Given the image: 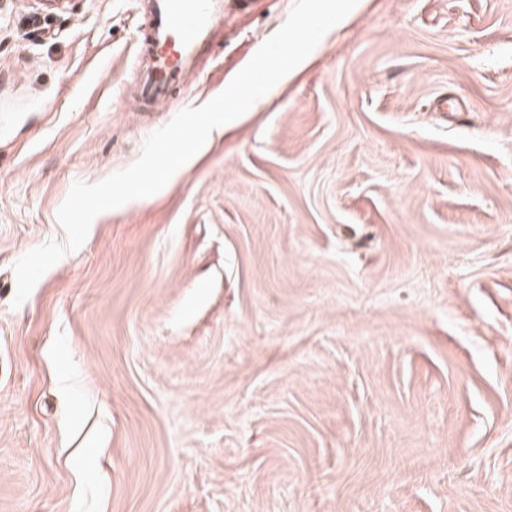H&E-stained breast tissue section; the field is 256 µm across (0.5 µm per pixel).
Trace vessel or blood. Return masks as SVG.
<instances>
[{"instance_id":"b4317fda","label":"vessel or blood","mask_w":512,"mask_h":512,"mask_svg":"<svg viewBox=\"0 0 512 512\" xmlns=\"http://www.w3.org/2000/svg\"><path fill=\"white\" fill-rule=\"evenodd\" d=\"M242 5L243 0H155L140 55L141 101L167 106L174 88L194 72L225 16Z\"/></svg>"}]
</instances>
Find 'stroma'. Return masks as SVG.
Returning a JSON list of instances; mask_svg holds the SVG:
<instances>
[{
  "label": "stroma",
  "mask_w": 512,
  "mask_h": 512,
  "mask_svg": "<svg viewBox=\"0 0 512 512\" xmlns=\"http://www.w3.org/2000/svg\"><path fill=\"white\" fill-rule=\"evenodd\" d=\"M153 0H0V512H512V0H367L19 308L72 184L216 95L293 0L130 107Z\"/></svg>",
  "instance_id": "stroma-1"
}]
</instances>
